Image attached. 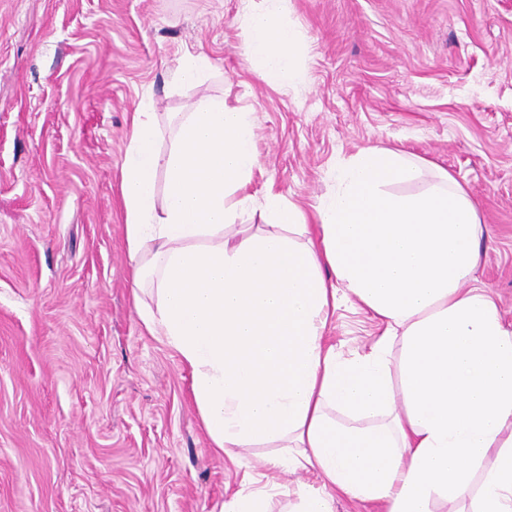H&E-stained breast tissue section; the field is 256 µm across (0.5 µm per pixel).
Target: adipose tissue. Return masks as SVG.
<instances>
[{
	"label": "adipose tissue",
	"instance_id": "obj_1",
	"mask_svg": "<svg viewBox=\"0 0 512 512\" xmlns=\"http://www.w3.org/2000/svg\"><path fill=\"white\" fill-rule=\"evenodd\" d=\"M263 2L244 15L243 55L284 83L301 36L288 0ZM156 138L155 115L139 103L120 186L129 259L155 285V306L138 310L191 367L215 448H289V468L325 478L300 512H334L338 492L433 512V497L460 499L489 457L469 512H512V327L473 283L483 227L457 180L446 172L445 189L388 192L418 168L371 148L340 170L316 228L271 194V230L237 240L228 229L251 199L235 192L258 163L248 112L205 97L177 113L166 156ZM342 288L385 324L350 360L323 336ZM332 409L385 421L339 425Z\"/></svg>",
	"mask_w": 512,
	"mask_h": 512
}]
</instances>
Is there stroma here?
I'll list each match as a JSON object with an SVG mask.
<instances>
[{
    "mask_svg": "<svg viewBox=\"0 0 512 512\" xmlns=\"http://www.w3.org/2000/svg\"><path fill=\"white\" fill-rule=\"evenodd\" d=\"M241 0H0V512H226L239 489L296 512L316 473L278 445L216 452L192 371L144 326L121 172L132 114L203 96L246 109L259 164L236 227L267 194L314 222L361 151L404 153L416 193L450 172L485 227L476 275L512 323V0H291L297 74L275 86L239 54ZM203 54L201 85L172 80ZM384 325L347 294L324 329L344 357Z\"/></svg>",
    "mask_w": 512,
    "mask_h": 512,
    "instance_id": "1",
    "label": "stroma"
}]
</instances>
